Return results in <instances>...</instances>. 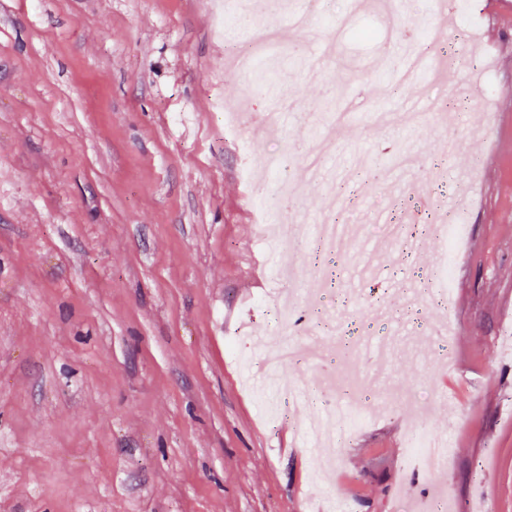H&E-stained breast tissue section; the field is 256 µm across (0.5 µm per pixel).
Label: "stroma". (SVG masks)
Here are the masks:
<instances>
[{"label":"stroma","instance_id":"stroma-1","mask_svg":"<svg viewBox=\"0 0 512 512\" xmlns=\"http://www.w3.org/2000/svg\"><path fill=\"white\" fill-rule=\"evenodd\" d=\"M319 0L287 32L278 74L236 69L213 0H0V512H512V0ZM423 31L425 72L344 26ZM490 98L480 100L485 71ZM238 107L241 152L217 117ZM289 157L280 219L351 236L295 261L298 325L259 296L282 289L251 193ZM396 153L415 160L400 182ZM466 202L451 302L431 283L435 232ZM420 211L416 240L373 213ZM381 247L382 286L354 273ZM393 336L377 365L351 352L366 393L329 388L301 359L254 378L283 337ZM235 339L236 355L225 342ZM334 393L361 426L299 443L313 417L281 389ZM447 444L434 471L406 458L413 429Z\"/></svg>","mask_w":512,"mask_h":512}]
</instances>
